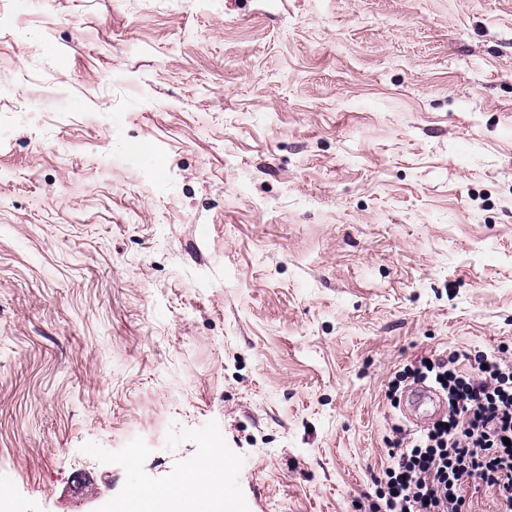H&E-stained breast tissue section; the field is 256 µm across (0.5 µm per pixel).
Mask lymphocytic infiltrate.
<instances>
[{
  "mask_svg": "<svg viewBox=\"0 0 512 512\" xmlns=\"http://www.w3.org/2000/svg\"><path fill=\"white\" fill-rule=\"evenodd\" d=\"M459 360L425 357L407 369V377L434 380L448 413L392 443L372 512H469L470 481L495 489L499 512H512V363L483 355L466 373Z\"/></svg>",
  "mask_w": 512,
  "mask_h": 512,
  "instance_id": "obj_1",
  "label": "lymphocytic infiltrate"
}]
</instances>
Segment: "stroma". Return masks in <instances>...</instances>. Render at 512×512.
I'll return each instance as SVG.
<instances>
[{
    "instance_id": "stroma-1",
    "label": "stroma",
    "mask_w": 512,
    "mask_h": 512,
    "mask_svg": "<svg viewBox=\"0 0 512 512\" xmlns=\"http://www.w3.org/2000/svg\"><path fill=\"white\" fill-rule=\"evenodd\" d=\"M461 352L512 359V0H0V512L213 447L219 512H368ZM412 402L414 406L419 409L421 406L431 407L430 412H426L427 418L438 415L443 409H445L444 401L437 396V394L428 387L419 386L411 392Z\"/></svg>"
}]
</instances>
